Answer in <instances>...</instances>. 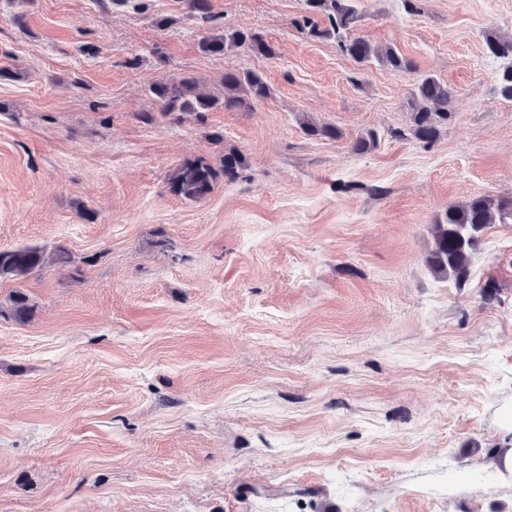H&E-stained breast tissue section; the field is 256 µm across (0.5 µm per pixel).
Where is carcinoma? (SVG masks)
<instances>
[{"label": "carcinoma", "mask_w": 512, "mask_h": 512, "mask_svg": "<svg viewBox=\"0 0 512 512\" xmlns=\"http://www.w3.org/2000/svg\"><path fill=\"white\" fill-rule=\"evenodd\" d=\"M305 14L296 26L314 39L336 40L338 48L358 63L376 60L395 71L416 70L414 61L393 48H379L368 39L354 34L361 15L353 0H304ZM324 16L323 27L318 18ZM247 47L261 56H273L275 50L257 33L244 29L213 32L199 41V50L205 55H223L233 49ZM488 50L496 57H512V37L491 36ZM224 92L217 96L203 91L197 78L182 74L150 85L162 115L193 113L200 117L214 109L225 111L249 110L254 104L271 97V88L262 73L233 69L224 73ZM448 85L433 75L421 77L411 100L412 134L420 142L430 145L448 127L451 110L448 109ZM247 167L246 157L235 148L224 149L219 167L204 159H188L169 175L168 189L178 197L200 201L213 190L219 177L229 181L239 178ZM512 221V200L476 197L448 206L444 217L433 225V249L428 263L439 277L452 276L463 282L468 276L471 257L480 246L481 233L490 224ZM71 256L63 247L49 253L40 246H22L0 249V279L23 280L40 274L52 263H68Z\"/></svg>", "instance_id": "obj_1"}]
</instances>
